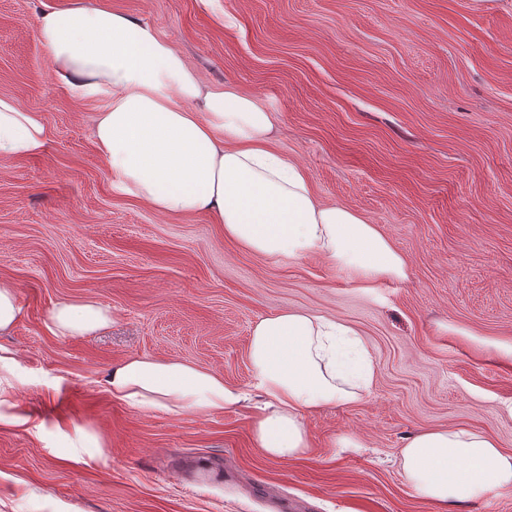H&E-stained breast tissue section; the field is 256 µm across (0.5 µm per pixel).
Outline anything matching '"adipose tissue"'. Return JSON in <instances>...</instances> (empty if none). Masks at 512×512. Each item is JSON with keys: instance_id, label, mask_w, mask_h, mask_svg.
Here are the masks:
<instances>
[{"instance_id": "1", "label": "adipose tissue", "mask_w": 512, "mask_h": 512, "mask_svg": "<svg viewBox=\"0 0 512 512\" xmlns=\"http://www.w3.org/2000/svg\"><path fill=\"white\" fill-rule=\"evenodd\" d=\"M38 35L60 83L105 101L94 138L114 191L161 213H210L242 249L318 256L366 291L405 278L404 257L378 225L350 207L321 205L306 170L271 148L272 110L236 86H207L151 26L74 0L43 13ZM48 142L41 113L0 97V156H37ZM111 323L110 308L86 297L55 306L47 326L56 335L86 336ZM249 356L264 398L253 443L274 460L307 453L304 413L363 400L374 376L353 328L308 311L259 320ZM107 385L114 399L170 415L213 414L239 400L208 370L146 356L112 368ZM401 468L420 495L445 507L512 489V454L464 426L414 435L401 450Z\"/></svg>"}]
</instances>
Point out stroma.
Wrapping results in <instances>:
<instances>
[{"label": "stroma", "instance_id": "obj_1", "mask_svg": "<svg viewBox=\"0 0 512 512\" xmlns=\"http://www.w3.org/2000/svg\"><path fill=\"white\" fill-rule=\"evenodd\" d=\"M70 0H0V96L42 112L36 157H0V280L24 315L0 346V512H512V490L441 507L406 481L420 430H483L512 452V0H108L151 25L210 86L276 114L274 148L314 194L378 225L406 280L364 294L314 255L242 251L211 215L113 193L93 129L104 106L55 79L37 37ZM93 296L112 324L58 336V303ZM303 310L358 331L363 400L305 415L309 452L254 447L251 331ZM210 369L247 398L168 416L114 400L131 355ZM353 445L344 450L334 444Z\"/></svg>", "mask_w": 512, "mask_h": 512}]
</instances>
